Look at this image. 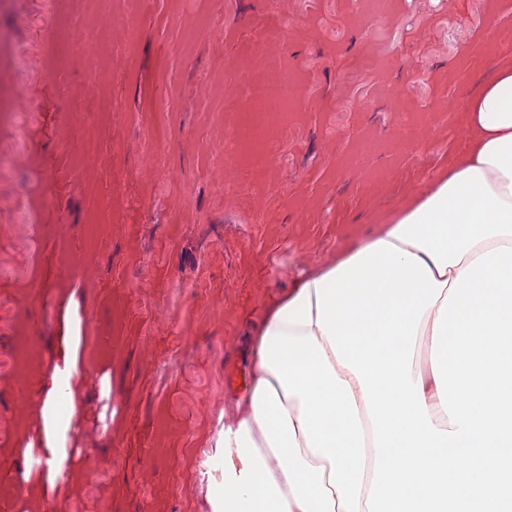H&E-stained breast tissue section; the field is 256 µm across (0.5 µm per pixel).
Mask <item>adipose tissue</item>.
Returning a JSON list of instances; mask_svg holds the SVG:
<instances>
[{
    "label": "adipose tissue",
    "mask_w": 512,
    "mask_h": 512,
    "mask_svg": "<svg viewBox=\"0 0 512 512\" xmlns=\"http://www.w3.org/2000/svg\"><path fill=\"white\" fill-rule=\"evenodd\" d=\"M466 122L446 177L256 324L215 512H512L511 62Z\"/></svg>",
    "instance_id": "obj_1"
}]
</instances>
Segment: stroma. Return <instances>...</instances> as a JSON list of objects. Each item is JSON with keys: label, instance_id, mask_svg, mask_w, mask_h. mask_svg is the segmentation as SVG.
<instances>
[{"label": "stroma", "instance_id": "1", "mask_svg": "<svg viewBox=\"0 0 512 512\" xmlns=\"http://www.w3.org/2000/svg\"><path fill=\"white\" fill-rule=\"evenodd\" d=\"M506 59L512 0H0V503L213 512L255 324L447 174ZM296 87L288 74H283L274 84L268 86L254 101L251 112L252 125L261 139L266 137L270 123L279 122L294 100Z\"/></svg>", "mask_w": 512, "mask_h": 512}]
</instances>
